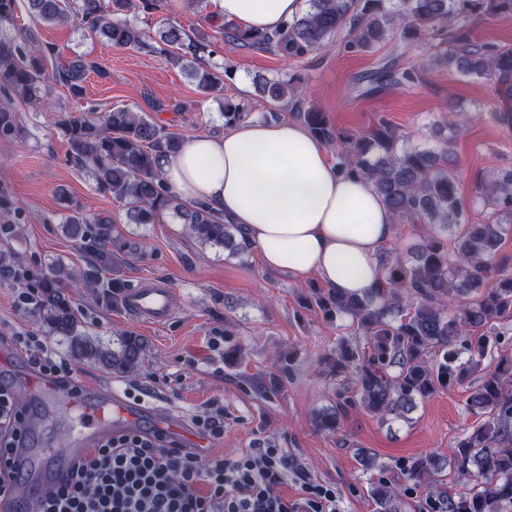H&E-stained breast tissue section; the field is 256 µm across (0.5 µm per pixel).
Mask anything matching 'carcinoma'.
<instances>
[{
	"mask_svg": "<svg viewBox=\"0 0 512 512\" xmlns=\"http://www.w3.org/2000/svg\"><path fill=\"white\" fill-rule=\"evenodd\" d=\"M18 0H0V135L15 131L11 102L15 99L50 111L47 82L66 87L73 95L84 91V81L96 62L81 56L58 55L55 49L25 34L26 47L4 33L12 25ZM35 22L68 23L76 17L86 27L118 46L160 51L203 92L221 91L232 78L230 66L210 63L214 36L200 29L188 32L169 27L151 33L123 18L130 10L149 14L161 0H25ZM512 15V0H308L305 12L288 24L287 32H251L221 23L217 33L245 47L302 57L318 51L343 31H349L345 49L367 53L393 34L406 42L429 39L439 47L433 61L495 87L498 121L512 128V50L470 39L467 27L480 16ZM419 80L414 68L391 69L381 81L411 87ZM263 93L270 103L288 107L314 137L336 147V169L346 176L371 181L390 210L394 223L409 225L420 242L409 260L385 253L381 272L385 287L375 296L333 292L310 287L303 302L329 320L349 319L365 343L341 340L330 354L319 358L321 372L343 385L335 405L315 416L319 430H340L350 409L360 407L386 419L401 416L441 389L463 383L473 358L483 357L499 344L496 324L512 314V268L495 261L503 235L512 226V169L481 179L475 193L489 216L484 224L469 223L460 200L449 146L467 121L458 115L434 125L436 146L408 148L398 130L384 119L360 133L333 126L326 113L303 106L294 79L272 81ZM245 99L225 98L224 126L250 114ZM68 145V156L78 168L92 172L98 189L124 203L136 224H154L173 211L188 225L198 242L222 246L233 255L250 251L241 228L218 220L203 205L179 200L163 182L162 160L177 152L181 134L148 121L128 109H112L99 116L62 114L56 121ZM95 218L76 209L65 233L81 242L89 269L76 278L56 265L41 279L37 313L49 333L69 340L73 356L97 362L117 372H133L141 365L145 348L136 336L124 337L112 349L79 329L66 288L75 283L95 288L99 271L110 266L107 229L91 237L83 225ZM470 359H463L464 354ZM470 411L488 415L477 428L459 438L448 454L429 453L408 464V478L423 481L430 512H512V363L485 374L468 391ZM480 477L464 493L451 492L438 479L445 469ZM377 512H405L399 489L378 480L371 489Z\"/></svg>",
	"mask_w": 512,
	"mask_h": 512,
	"instance_id": "1",
	"label": "carcinoma"
}]
</instances>
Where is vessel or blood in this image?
Returning a JSON list of instances; mask_svg holds the SVG:
<instances>
[{
	"instance_id": "obj_1",
	"label": "vessel or blood",
	"mask_w": 512,
	"mask_h": 512,
	"mask_svg": "<svg viewBox=\"0 0 512 512\" xmlns=\"http://www.w3.org/2000/svg\"><path fill=\"white\" fill-rule=\"evenodd\" d=\"M175 292L165 283L153 278L141 280L128 289L122 299L123 309L149 324L161 326L174 312ZM26 386L51 406L74 414L81 428L71 448L21 449L22 475L36 490L56 485L73 469L89 448L105 439L122 433L126 427L144 415L140 405L132 404L100 387L91 391L32 373ZM155 432L164 435L173 447H192L198 453L211 452L209 441L191 432L184 420L172 415L154 420Z\"/></svg>"
}]
</instances>
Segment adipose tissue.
Listing matches in <instances>:
<instances>
[{
	"label": "adipose tissue",
	"mask_w": 512,
	"mask_h": 512,
	"mask_svg": "<svg viewBox=\"0 0 512 512\" xmlns=\"http://www.w3.org/2000/svg\"><path fill=\"white\" fill-rule=\"evenodd\" d=\"M305 0H212L245 30H284ZM163 180L189 203H203L244 230L266 268L293 278L317 275L344 294H375L377 255L397 230L364 178L340 175L327 147L294 122L247 117L223 136L199 134L163 161Z\"/></svg>",
	"instance_id": "1"
}]
</instances>
